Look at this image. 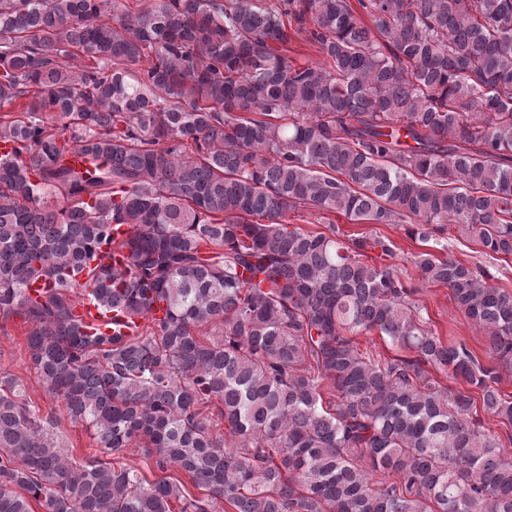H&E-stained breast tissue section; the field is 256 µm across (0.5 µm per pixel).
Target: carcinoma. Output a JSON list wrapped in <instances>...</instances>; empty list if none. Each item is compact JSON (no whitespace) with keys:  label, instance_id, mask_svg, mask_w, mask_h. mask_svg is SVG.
Returning <instances> with one entry per match:
<instances>
[{"label":"carcinoma","instance_id":"1","mask_svg":"<svg viewBox=\"0 0 512 512\" xmlns=\"http://www.w3.org/2000/svg\"><path fill=\"white\" fill-rule=\"evenodd\" d=\"M357 2L370 24L350 0H0V315L27 317L41 385L117 457L76 465L0 372V512H512L479 415L512 426V294L414 255L484 365L428 326L388 237L287 220L512 256V0ZM299 37L321 61L289 55ZM83 295L133 335L83 323Z\"/></svg>","mask_w":512,"mask_h":512}]
</instances>
